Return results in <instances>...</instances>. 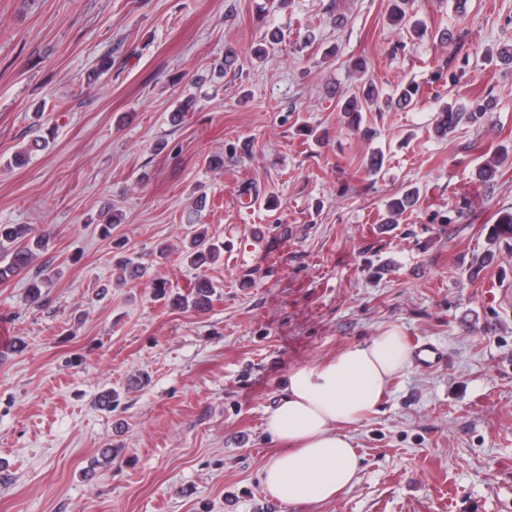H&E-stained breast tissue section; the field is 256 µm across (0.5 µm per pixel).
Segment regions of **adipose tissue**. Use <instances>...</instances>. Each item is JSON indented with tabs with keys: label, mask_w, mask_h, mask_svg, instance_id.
<instances>
[{
	"label": "adipose tissue",
	"mask_w": 512,
	"mask_h": 512,
	"mask_svg": "<svg viewBox=\"0 0 512 512\" xmlns=\"http://www.w3.org/2000/svg\"><path fill=\"white\" fill-rule=\"evenodd\" d=\"M410 365V350L392 327L291 369L282 396L264 417L266 433L280 444L261 469L266 494L304 506L351 489L359 458L349 429L374 410Z\"/></svg>",
	"instance_id": "obj_1"
}]
</instances>
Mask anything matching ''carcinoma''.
Here are the masks:
<instances>
[{
  "label": "carcinoma",
  "mask_w": 512,
  "mask_h": 512,
  "mask_svg": "<svg viewBox=\"0 0 512 512\" xmlns=\"http://www.w3.org/2000/svg\"><path fill=\"white\" fill-rule=\"evenodd\" d=\"M419 86L409 82L396 90V94L383 96V91L373 80H368L360 86L358 92L343 99L340 111L355 115L351 126L358 130L362 121V106H372L380 97H385V103L397 108L409 106L418 94ZM492 112V103L484 96H478L467 104L444 103L437 112L435 131L441 137L453 133L462 124H482L488 121ZM508 160V152L494 155L479 168L478 177L481 181L494 178L501 167ZM417 190L408 189L402 196L394 198L387 203V217L385 224H395L398 216L403 214L414 202ZM52 229L46 227L38 234L28 224H0V282H6L22 273H27L36 257V251L45 248L51 239ZM503 240H512V209L505 208L497 213L495 223L492 225L488 237L489 245L495 246ZM220 253V246L211 242L208 230L199 225L191 231L189 238L188 257L190 263L202 266L213 260ZM113 263L120 272L118 280L122 283L140 280L149 276V267L132 257L122 253L113 256ZM44 278L42 272H37L28 285V299L30 304L39 306L44 301ZM215 288L206 278L198 279L191 291L184 297L176 298L180 305L190 304L196 308L210 306Z\"/></svg>",
  "instance_id": "1"
}]
</instances>
